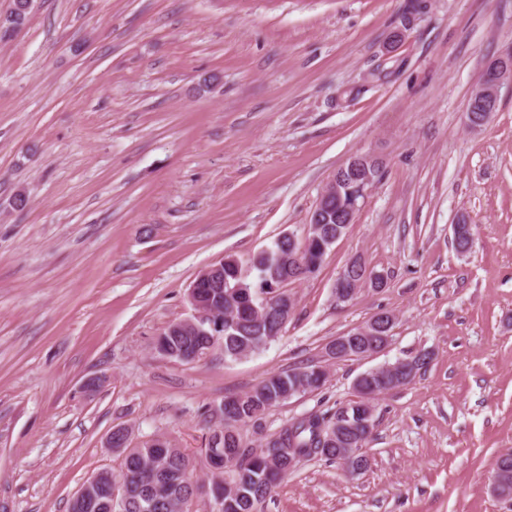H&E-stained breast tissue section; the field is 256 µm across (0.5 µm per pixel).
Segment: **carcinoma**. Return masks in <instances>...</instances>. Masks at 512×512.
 <instances>
[{
  "label": "carcinoma",
  "mask_w": 512,
  "mask_h": 512,
  "mask_svg": "<svg viewBox=\"0 0 512 512\" xmlns=\"http://www.w3.org/2000/svg\"><path fill=\"white\" fill-rule=\"evenodd\" d=\"M28 0H14V9L5 20L8 28L0 34L7 37L19 30L26 22L31 7ZM348 196L330 201L331 212L325 228L330 238L316 246L307 261L303 275L297 280L314 275L320 268L326 251L336 243V231L340 228L336 217L341 213ZM280 245L262 252L250 260L249 270L256 271V279L237 276V268L224 264V288H202L199 295L204 301H216L217 292L225 293L237 288L250 302L236 306V327L224 329L222 342L224 358L237 360L255 352L275 340L285 323L278 314L255 315L251 304L260 294L270 295L286 287L288 268L277 263ZM189 333L185 336H159L157 345L167 351V357L191 362L196 356L209 350V334ZM420 357L415 355L399 362L397 374L392 375L376 368V373L362 379L366 389L383 392L408 384L415 373L423 368ZM327 371L314 364L274 373L250 391L224 399V421L209 427L204 459L195 461L182 448H176L164 437L145 441L131 448L128 445L131 429L126 426L112 430V450L122 456L123 485L116 498H111L110 483L101 479L95 498L88 504L69 506V512H201L193 508L199 496L206 497L210 512H261L266 499L271 496L278 481L300 462L319 457L335 462L345 448H362L374 429V419L365 417L361 404L340 405L322 412L304 415L278 432L264 438V444L249 448L238 426L259 423L272 408L306 392L321 388ZM229 432L221 436L219 447L239 448V462L231 474L235 479L226 482L221 462L210 455L217 432Z\"/></svg>",
  "instance_id": "carcinoma-1"
}]
</instances>
